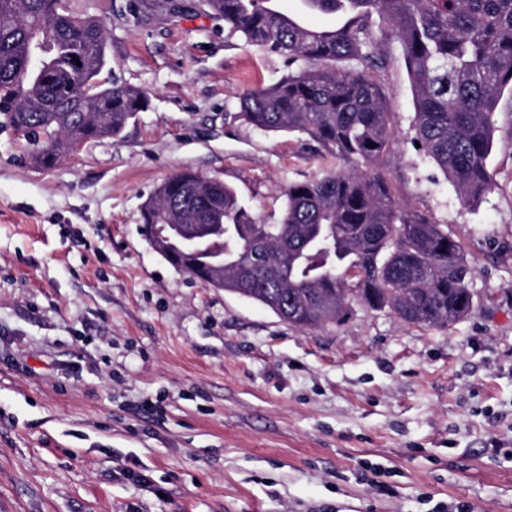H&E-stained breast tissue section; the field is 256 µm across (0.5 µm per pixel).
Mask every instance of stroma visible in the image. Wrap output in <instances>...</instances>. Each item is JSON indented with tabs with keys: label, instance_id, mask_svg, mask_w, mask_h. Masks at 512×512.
Instances as JSON below:
<instances>
[{
	"label": "stroma",
	"instance_id": "1",
	"mask_svg": "<svg viewBox=\"0 0 512 512\" xmlns=\"http://www.w3.org/2000/svg\"><path fill=\"white\" fill-rule=\"evenodd\" d=\"M70 3L105 27L103 79L148 106L50 169L0 131V512H512V96L491 189L463 203L412 146L389 44L384 176L461 245L474 305L446 329L357 306L304 330L175 270L140 219L191 170L274 224L289 184L335 166L240 114L283 57L228 36L204 0Z\"/></svg>",
	"mask_w": 512,
	"mask_h": 512
}]
</instances>
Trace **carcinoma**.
<instances>
[{"label": "carcinoma", "mask_w": 512, "mask_h": 512, "mask_svg": "<svg viewBox=\"0 0 512 512\" xmlns=\"http://www.w3.org/2000/svg\"><path fill=\"white\" fill-rule=\"evenodd\" d=\"M275 0H206L244 44L282 55L288 72L240 98L244 119L268 132H302L339 167L284 192L275 224L256 221L233 188L193 172L171 175L141 208L176 270L289 324L321 329L354 305L414 325L447 328L473 306V268L442 225L397 200L381 164L394 142L386 94L374 77L399 43L415 103L418 150L465 203L490 189L495 113L512 88V0H304L338 13L333 30L302 25ZM386 28L375 32L373 16ZM47 45L45 63L29 53ZM106 33L65 0H0V129L22 131L30 157L56 165L77 144L119 136L147 107L140 91L100 79ZM169 224L209 232L187 251L158 236Z\"/></svg>", "instance_id": "obj_1"}]
</instances>
